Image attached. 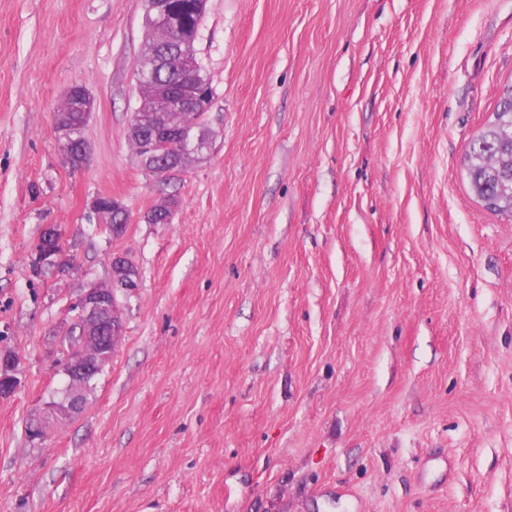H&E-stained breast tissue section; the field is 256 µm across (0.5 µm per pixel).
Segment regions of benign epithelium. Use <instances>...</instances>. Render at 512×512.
Here are the masks:
<instances>
[{"label":"benign epithelium","instance_id":"obj_1","mask_svg":"<svg viewBox=\"0 0 512 512\" xmlns=\"http://www.w3.org/2000/svg\"><path fill=\"white\" fill-rule=\"evenodd\" d=\"M206 2L147 0L146 25L151 34L160 36L166 43L192 46L199 35ZM174 65L183 75L182 80L176 83L157 82L141 70L136 76L140 99L157 100L174 111H194L195 119L189 126L173 125L161 133L149 129L141 134L136 143V156L147 171L157 175L180 168L179 159L168 155L174 142L192 146L199 160L210 150V137L204 124L212 98L209 79L193 51L177 55L165 49L155 58L153 69L169 72ZM92 208L99 216L108 210L127 216L122 200L114 197L99 196L93 200ZM174 208L173 199H163L147 211L143 219L149 224H168ZM61 254V230L54 224L45 225L34 246V260L40 267L53 266ZM111 266L112 287L92 285L71 306V311L75 312L74 325L82 335V343L72 348L58 363V371L68 379V383L62 400L52 404L56 415L69 416L82 408L83 390L110 361L122 337L124 325L117 293L135 290L139 272L133 261L121 254L112 256ZM19 385L18 357L12 353H0V399L14 395Z\"/></svg>","mask_w":512,"mask_h":512}]
</instances>
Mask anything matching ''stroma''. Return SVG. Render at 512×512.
<instances>
[{"instance_id":"35a3bbf8","label":"stroma","mask_w":512,"mask_h":512,"mask_svg":"<svg viewBox=\"0 0 512 512\" xmlns=\"http://www.w3.org/2000/svg\"><path fill=\"white\" fill-rule=\"evenodd\" d=\"M144 12L0 0V350L21 378L0 512H512V217L463 165L512 83V0H209L211 150L161 177L127 137ZM76 83L78 172L55 129ZM168 197L171 223H145ZM46 224L62 265L37 271ZM116 253L139 271L123 335L81 412L49 416L68 305ZM105 200H107V202H105ZM92 208L100 218L103 211L112 210V212L109 211V213H107L102 219L104 224H108L107 226H114L117 224L116 221L118 217L116 215H112L113 213L122 214L123 218L127 217L128 221V215L121 199L99 196L93 200Z\"/></svg>"}]
</instances>
